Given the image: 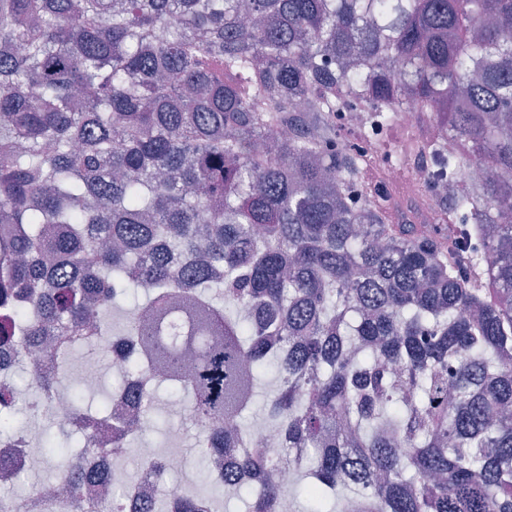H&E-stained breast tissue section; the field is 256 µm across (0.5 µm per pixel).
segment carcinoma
I'll use <instances>...</instances> for the list:
<instances>
[{
  "label": "carcinoma",
  "mask_w": 512,
  "mask_h": 512,
  "mask_svg": "<svg viewBox=\"0 0 512 512\" xmlns=\"http://www.w3.org/2000/svg\"><path fill=\"white\" fill-rule=\"evenodd\" d=\"M407 103L430 138L339 148L340 114L385 131ZM417 153L434 224L366 180ZM126 285L148 300L116 337L188 395L213 481L148 512H219L240 472L246 512L343 489L340 512H512V0H0V352L113 335ZM270 364L280 446L244 453ZM17 369L32 416L79 402ZM18 398L1 376L9 441Z\"/></svg>",
  "instance_id": "obj_1"
}]
</instances>
